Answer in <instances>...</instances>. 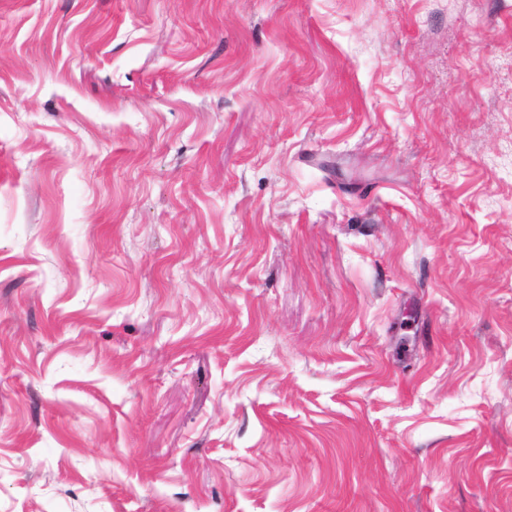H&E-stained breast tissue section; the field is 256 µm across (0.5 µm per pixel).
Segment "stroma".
<instances>
[{"instance_id":"35a3bbf8","label":"stroma","mask_w":512,"mask_h":512,"mask_svg":"<svg viewBox=\"0 0 512 512\" xmlns=\"http://www.w3.org/2000/svg\"><path fill=\"white\" fill-rule=\"evenodd\" d=\"M0 512H512V0H0Z\"/></svg>"}]
</instances>
